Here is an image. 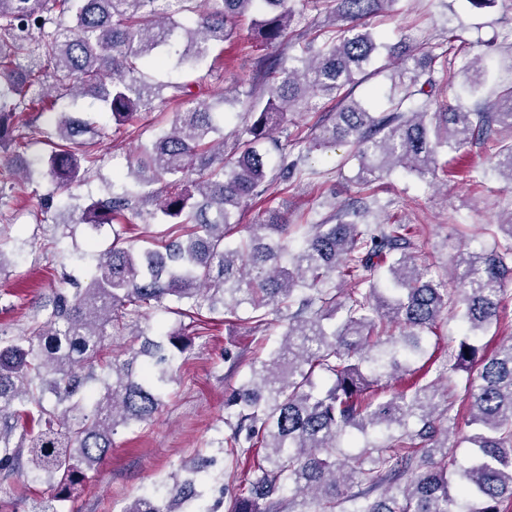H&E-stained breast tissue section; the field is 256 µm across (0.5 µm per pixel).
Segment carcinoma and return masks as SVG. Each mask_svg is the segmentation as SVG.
Returning a JSON list of instances; mask_svg holds the SVG:
<instances>
[{
  "label": "carcinoma",
  "instance_id": "1",
  "mask_svg": "<svg viewBox=\"0 0 512 512\" xmlns=\"http://www.w3.org/2000/svg\"><path fill=\"white\" fill-rule=\"evenodd\" d=\"M0 0V148L25 149L33 137L49 147L36 163L55 188L68 192L95 164L92 145L102 128L76 117L72 106L89 94L118 126L172 102L181 105L170 127L130 161L126 176L105 199L73 210L74 224L112 225V243L97 254L86 288L62 278L46 321L13 336L0 330V472L28 468L48 478L65 502L101 464L120 426L147 424L176 381L172 360L191 347L219 310L231 322L259 330L283 314L286 330L266 359L250 363L224 403L229 433L224 458L253 460L246 490H225V512H506L512 504V338L491 352L475 339L498 324L512 303V219L504 241L454 256V286L427 278L415 255L416 227L366 223L340 208L317 224H290L268 211L229 241L244 205L271 183L263 144L273 126L308 108L314 96L335 102L331 125L308 150L340 143L359 160L356 184L369 188L402 168L436 179L438 155L461 151L498 126L512 131V86L475 109L427 111L439 85L453 87L455 60L465 42L451 35L416 57L403 51L391 71L390 109L374 112L351 98L367 76L380 44L368 21L396 0ZM315 10L334 27L320 41L303 31L288 37L295 16ZM254 16L261 44L283 53L261 57L254 80L269 75L265 103L253 102L251 121L224 135V113L198 98L195 82L154 83L144 70L168 64L199 72L215 47ZM52 71H47V68ZM463 87L487 79L480 59L464 69ZM71 96L62 102L63 91ZM45 112L55 124L35 125ZM301 157L279 155L281 182ZM494 167L512 189V138L503 139ZM153 204V209L146 208ZM168 228L140 246L124 236L128 215ZM300 235L288 254V236ZM354 288L336 287V281ZM173 300L191 332L155 341L142 327L153 309ZM450 311L461 313L465 334L440 364L428 336ZM139 336L127 358L104 360L114 336ZM104 375L95 378V369ZM469 372L468 460L448 494V412L442 388ZM99 380L97 391L86 385ZM31 420L44 429L27 431ZM356 430L373 440L355 455L342 440ZM173 497L197 496L204 464L183 466ZM123 512H168L163 501L141 497Z\"/></svg>",
  "mask_w": 512,
  "mask_h": 512
}]
</instances>
